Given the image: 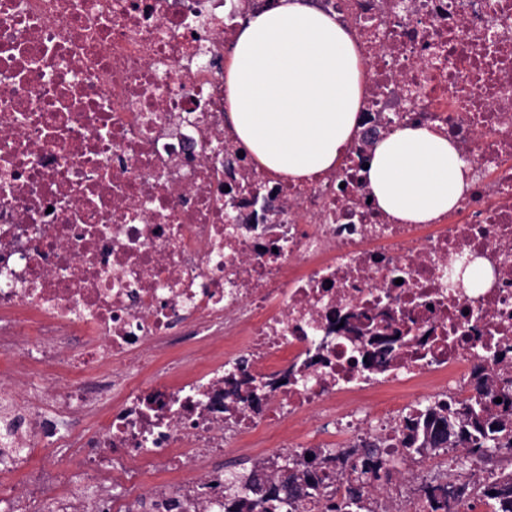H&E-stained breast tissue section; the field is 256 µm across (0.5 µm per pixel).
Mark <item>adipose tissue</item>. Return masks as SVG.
<instances>
[{"mask_svg":"<svg viewBox=\"0 0 512 512\" xmlns=\"http://www.w3.org/2000/svg\"><path fill=\"white\" fill-rule=\"evenodd\" d=\"M364 71L335 16L309 0H272L228 49V120L260 167L309 180L346 155ZM366 181L375 204L402 224L432 223L470 185L458 149L430 125L403 126L379 142Z\"/></svg>","mask_w":512,"mask_h":512,"instance_id":"1","label":"adipose tissue"}]
</instances>
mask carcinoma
I'll return each mask as SVG.
<instances>
[{"label": "carcinoma", "mask_w": 512, "mask_h": 512, "mask_svg": "<svg viewBox=\"0 0 512 512\" xmlns=\"http://www.w3.org/2000/svg\"><path fill=\"white\" fill-rule=\"evenodd\" d=\"M491 377L479 379L476 392L446 406L427 405L413 418L400 423L402 447L409 456L424 457L456 445H469V454L487 462H512V399L490 392ZM392 459L375 443L360 448H323L310 456L288 460V475L262 489L252 485L253 493L241 496L232 488L224 490V512H274L276 502L295 509L298 502L326 501L323 512H387L368 496L365 485L371 479L390 478ZM334 472L344 479V490L333 499L326 494L324 479ZM429 512H457L471 499L488 512H512V471L500 469L496 478L475 484L458 478L434 476L418 488Z\"/></svg>", "instance_id": "1"}]
</instances>
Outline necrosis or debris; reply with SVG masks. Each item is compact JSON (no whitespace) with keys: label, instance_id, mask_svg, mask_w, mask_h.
<instances>
[{"label":"necrosis or debris","instance_id":"obj_1","mask_svg":"<svg viewBox=\"0 0 512 512\" xmlns=\"http://www.w3.org/2000/svg\"><path fill=\"white\" fill-rule=\"evenodd\" d=\"M366 64L345 160L275 177L225 124L224 48L267 0H0V468L52 449L19 499L41 512H128L113 493L165 477L144 512H224L239 472L213 458L300 426L404 455L398 416L512 396V0H313ZM429 124L471 185L426 236L369 203L375 145ZM491 279L467 288L473 263ZM193 341L179 383L143 387L134 357ZM388 343L386 365L365 355ZM40 367L41 386L29 372ZM120 388L105 407L100 390ZM84 459L99 490L59 489ZM83 459L80 455H71L70 453L60 458L57 468V477L61 485L70 481H78L84 487L86 494L92 496L95 489L92 487L90 480L83 475Z\"/></svg>","mask_w":512,"mask_h":512}]
</instances>
